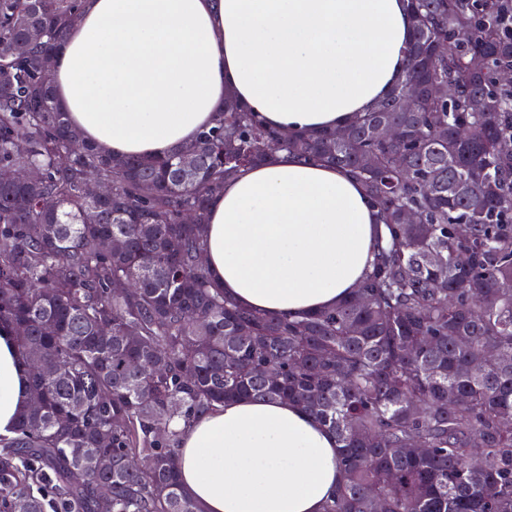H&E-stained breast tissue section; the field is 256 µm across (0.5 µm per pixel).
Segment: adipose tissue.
I'll use <instances>...</instances> for the list:
<instances>
[{
    "mask_svg": "<svg viewBox=\"0 0 512 512\" xmlns=\"http://www.w3.org/2000/svg\"><path fill=\"white\" fill-rule=\"evenodd\" d=\"M411 35L403 0H82L54 84L86 140L160 159L210 127L228 94L282 133L343 129L395 87ZM378 224L345 169L277 152L210 199L206 267L247 309L322 310L362 284ZM26 376L1 326L0 433L27 400ZM340 453L297 404L245 398L185 429L178 466L201 512H322Z\"/></svg>",
    "mask_w": 512,
    "mask_h": 512,
    "instance_id": "ef3b65f1",
    "label": "adipose tissue"
}]
</instances>
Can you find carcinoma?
I'll return each mask as SVG.
<instances>
[{"mask_svg":"<svg viewBox=\"0 0 512 512\" xmlns=\"http://www.w3.org/2000/svg\"><path fill=\"white\" fill-rule=\"evenodd\" d=\"M79 3L0 0V167L41 172L0 185V326L30 383L0 434V512H199L172 423L239 397L296 403L336 435L343 479L323 512H512V86L495 79L512 5L406 0L403 75L341 140L284 143L225 97L186 182L183 149L116 158L59 106L40 60ZM381 124L402 138L379 140ZM277 151L347 169L385 227L361 288L288 318L240 307L198 262L210 197ZM90 175L112 196L88 199Z\"/></svg>","mask_w":512,"mask_h":512,"instance_id":"obj_1","label":"carcinoma"}]
</instances>
